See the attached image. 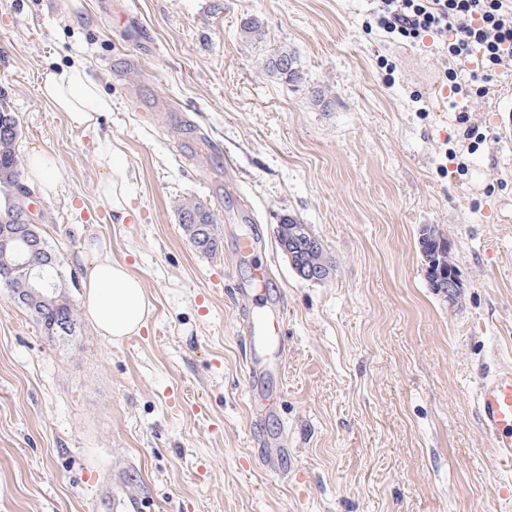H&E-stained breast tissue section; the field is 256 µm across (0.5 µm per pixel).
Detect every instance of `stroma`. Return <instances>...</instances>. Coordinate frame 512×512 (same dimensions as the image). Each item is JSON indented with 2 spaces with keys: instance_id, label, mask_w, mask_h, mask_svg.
I'll list each match as a JSON object with an SVG mask.
<instances>
[{
  "instance_id": "1",
  "label": "stroma",
  "mask_w": 512,
  "mask_h": 512,
  "mask_svg": "<svg viewBox=\"0 0 512 512\" xmlns=\"http://www.w3.org/2000/svg\"><path fill=\"white\" fill-rule=\"evenodd\" d=\"M374 7L0 0V107L19 157L56 160L58 195L33 182L29 204L80 323L49 339L0 289V512H108L109 493L119 512H512V469L473 407L482 374L512 362V63L487 96L450 97L441 46L389 39ZM281 50L300 84L265 71ZM76 64L110 103L87 127L40 92ZM113 175L123 215L103 194ZM187 202L213 214L216 253L185 234ZM286 217L324 244L327 279L292 269ZM426 226L451 243L456 301L428 285ZM89 241L141 279L139 334L109 342L87 319ZM260 266L254 303L285 306L287 357L251 398L234 290Z\"/></svg>"
}]
</instances>
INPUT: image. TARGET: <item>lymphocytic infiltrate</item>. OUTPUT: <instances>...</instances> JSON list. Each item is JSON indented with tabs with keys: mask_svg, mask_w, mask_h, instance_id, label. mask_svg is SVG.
<instances>
[{
	"mask_svg": "<svg viewBox=\"0 0 512 512\" xmlns=\"http://www.w3.org/2000/svg\"><path fill=\"white\" fill-rule=\"evenodd\" d=\"M374 18L391 37L443 41L456 63L444 74L454 95L485 96L486 83L512 62V0H379ZM466 64L462 81L457 69Z\"/></svg>",
	"mask_w": 512,
	"mask_h": 512,
	"instance_id": "1",
	"label": "lymphocytic infiltrate"
}]
</instances>
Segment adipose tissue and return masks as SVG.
<instances>
[{"mask_svg":"<svg viewBox=\"0 0 512 512\" xmlns=\"http://www.w3.org/2000/svg\"><path fill=\"white\" fill-rule=\"evenodd\" d=\"M42 93L76 125L89 123L94 113L108 107L80 66L48 73ZM84 307L99 335L112 341L139 332L152 312L141 280L113 260L109 249L99 247L88 268Z\"/></svg>","mask_w":512,"mask_h":512,"instance_id":"1","label":"adipose tissue"}]
</instances>
